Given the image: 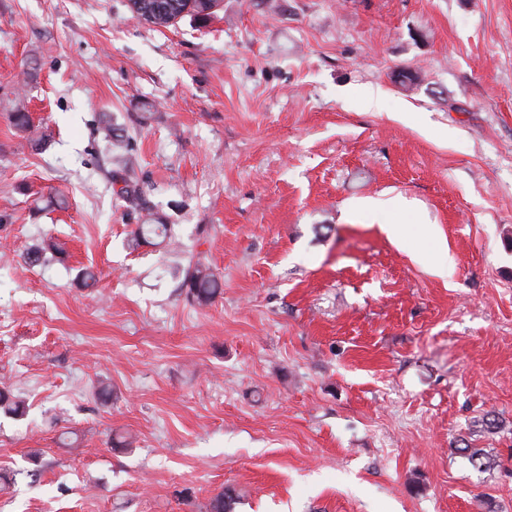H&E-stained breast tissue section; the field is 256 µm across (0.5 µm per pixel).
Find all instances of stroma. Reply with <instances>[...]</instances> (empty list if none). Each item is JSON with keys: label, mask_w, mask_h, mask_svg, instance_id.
I'll return each mask as SVG.
<instances>
[{"label": "stroma", "mask_w": 512, "mask_h": 512, "mask_svg": "<svg viewBox=\"0 0 512 512\" xmlns=\"http://www.w3.org/2000/svg\"><path fill=\"white\" fill-rule=\"evenodd\" d=\"M0 247V512H512V0H0ZM100 132H102V139L106 143V148L112 154V147L117 149V153L115 154V159L119 164L123 166V168L128 169L129 163L125 157L127 148L123 144L124 136L117 134L116 129L112 126L111 121H101L99 123ZM156 224H138L133 232L132 245L140 246L142 243H153L160 240V243L166 241L170 234V224L156 221ZM182 286L186 290V298L199 306L210 304L221 290L217 276L200 263L186 269ZM458 442L459 444L456 449L468 459L474 468L490 469L496 464L494 457L489 456L481 448H473L467 439L462 438Z\"/></svg>", "instance_id": "1"}]
</instances>
